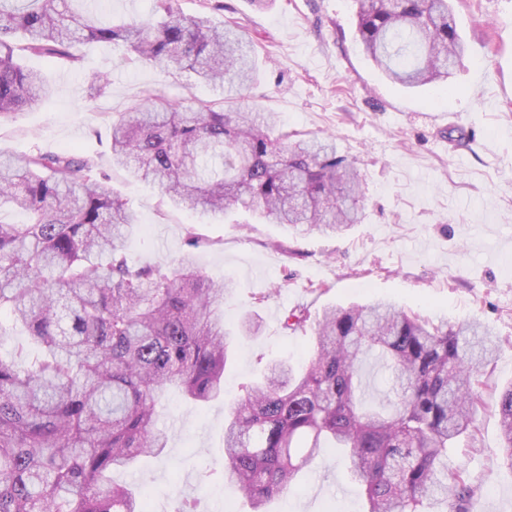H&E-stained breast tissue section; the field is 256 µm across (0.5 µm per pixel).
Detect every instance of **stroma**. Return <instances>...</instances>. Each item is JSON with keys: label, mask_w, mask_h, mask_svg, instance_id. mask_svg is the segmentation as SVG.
<instances>
[{"label": "stroma", "mask_w": 512, "mask_h": 512, "mask_svg": "<svg viewBox=\"0 0 512 512\" xmlns=\"http://www.w3.org/2000/svg\"><path fill=\"white\" fill-rule=\"evenodd\" d=\"M222 1L221 11L215 0L178 6L217 23L236 21L249 34L259 63L249 107L276 113L288 131L335 135L338 154L364 179L361 221L346 234L298 236L242 209H182L131 178L112 161L109 114L155 89L185 103L221 93L189 74L125 61L110 45L81 47L76 68L25 55L53 92L36 108L0 118V149L73 150L108 173L109 188L138 216L125 243L137 263L169 265L194 232L200 270L235 284L224 300L228 323L250 313L261 324L237 341L223 399L200 406L168 390L157 406L169 434L164 453L113 471L111 481L149 486V512H173L179 495L200 499L204 512H248L222 478L225 415L260 360L298 364L312 350L313 330L284 331L283 312L301 306L315 318L333 305L382 300L436 323L476 319L491 330L500 355L480 372L475 435L449 455L476 488L468 512H512V470L496 454L495 406L512 383V0H449L466 56L448 83L417 87L387 79L364 54L353 0H273L264 10L249 0ZM91 72L107 76L103 95L91 96ZM269 509L362 512V491L329 450Z\"/></svg>", "instance_id": "obj_1"}]
</instances>
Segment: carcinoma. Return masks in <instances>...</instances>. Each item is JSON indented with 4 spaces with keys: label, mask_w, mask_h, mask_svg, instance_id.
Listing matches in <instances>:
<instances>
[{
    "label": "carcinoma",
    "mask_w": 512,
    "mask_h": 512,
    "mask_svg": "<svg viewBox=\"0 0 512 512\" xmlns=\"http://www.w3.org/2000/svg\"><path fill=\"white\" fill-rule=\"evenodd\" d=\"M147 18L101 20L104 0H0V116L42 102L50 85L24 54L76 63L106 43L165 73L193 72L224 99L173 103L148 93L112 118L113 161L189 209L243 208L296 235L359 222L360 174L331 137L294 138L272 112L240 103L255 79L254 44L228 21L153 0ZM364 51L391 79L445 82L463 59L448 0H356ZM108 175L67 152L0 151V311L41 357L0 356V512H143L145 492L109 473L167 447L157 404L171 386L209 403L224 395L231 346L256 322L224 315L231 282L201 273L189 250L171 266L132 262L123 243L138 218ZM307 310L281 318L305 331ZM493 350L479 321L435 324L389 302L329 307L303 369L269 361L241 386L224 427V483L253 512L288 490L329 442L365 487L366 512H468L475 487L448 465L469 436L477 376ZM393 374L395 397L368 402L367 359ZM502 464L512 470V386L497 401Z\"/></svg>",
    "instance_id": "cac0c4a2"
}]
</instances>
